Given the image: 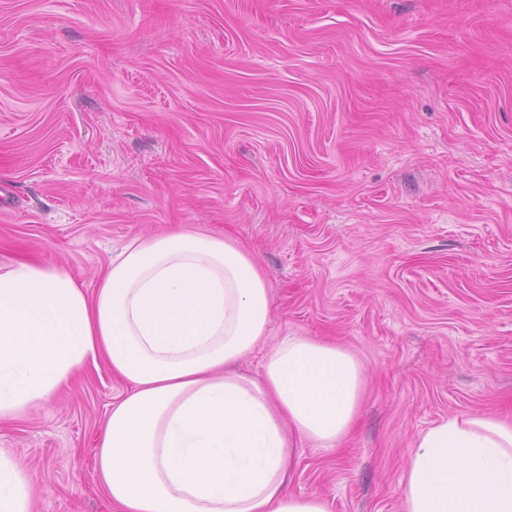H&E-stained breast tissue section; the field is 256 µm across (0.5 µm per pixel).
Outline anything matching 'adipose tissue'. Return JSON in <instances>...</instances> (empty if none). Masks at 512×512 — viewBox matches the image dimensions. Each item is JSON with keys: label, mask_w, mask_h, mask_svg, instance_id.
I'll return each instance as SVG.
<instances>
[{"label": "adipose tissue", "mask_w": 512, "mask_h": 512, "mask_svg": "<svg viewBox=\"0 0 512 512\" xmlns=\"http://www.w3.org/2000/svg\"><path fill=\"white\" fill-rule=\"evenodd\" d=\"M270 312L255 261L206 232L128 241L91 291L49 263H0V419L102 363L128 385L96 452L117 512H331L286 486L300 442L346 437L364 369L342 347L290 336L265 349L261 376L234 371L262 347ZM33 480L0 448V512H32ZM400 489L405 512H512V422L434 423Z\"/></svg>", "instance_id": "1"}]
</instances>
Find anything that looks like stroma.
<instances>
[{"instance_id":"35a3bbf8","label":"stroma","mask_w":512,"mask_h":512,"mask_svg":"<svg viewBox=\"0 0 512 512\" xmlns=\"http://www.w3.org/2000/svg\"><path fill=\"white\" fill-rule=\"evenodd\" d=\"M0 262L94 289L125 242L223 236L267 345L336 343L358 418L287 491L404 512L419 434L512 420V0H0ZM125 384L78 375L0 421L34 512H114L96 440Z\"/></svg>"}]
</instances>
